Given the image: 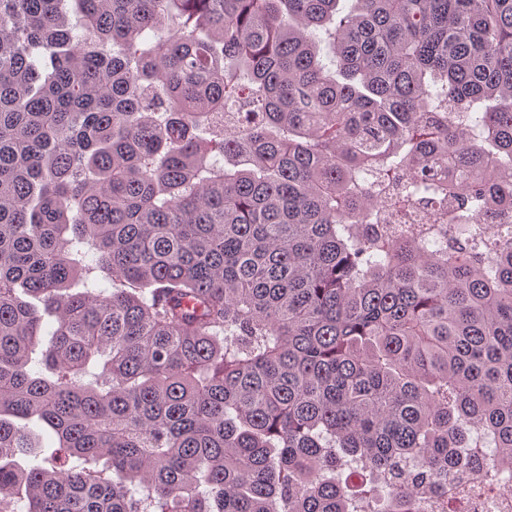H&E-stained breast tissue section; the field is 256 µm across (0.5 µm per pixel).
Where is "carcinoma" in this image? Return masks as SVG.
<instances>
[{"instance_id": "obj_1", "label": "carcinoma", "mask_w": 512, "mask_h": 512, "mask_svg": "<svg viewBox=\"0 0 512 512\" xmlns=\"http://www.w3.org/2000/svg\"><path fill=\"white\" fill-rule=\"evenodd\" d=\"M340 4L0 0V512L512 490V0Z\"/></svg>"}]
</instances>
